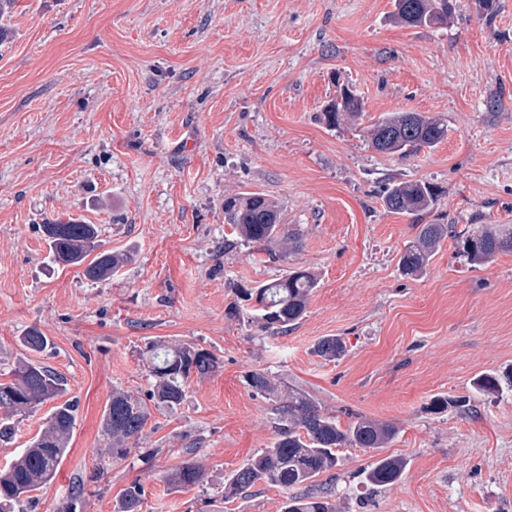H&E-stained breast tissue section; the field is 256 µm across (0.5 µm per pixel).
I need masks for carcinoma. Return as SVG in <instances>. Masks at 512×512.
<instances>
[{"label":"carcinoma","mask_w":512,"mask_h":512,"mask_svg":"<svg viewBox=\"0 0 512 512\" xmlns=\"http://www.w3.org/2000/svg\"><path fill=\"white\" fill-rule=\"evenodd\" d=\"M455 7L450 0H394L392 20L398 25L446 27L453 19ZM365 114L360 96L349 86L328 102L323 120L330 128L342 122L360 119ZM446 133L442 121L426 112H389L369 126L372 147L380 152L402 156L440 143ZM437 187L420 181L394 182L385 187L382 200L395 214L420 218L438 205ZM224 223L232 238L224 246L238 243L266 245L276 240L285 248L297 247V236L281 224L278 206L265 195L243 192L224 198ZM53 262L66 265L86 264L84 276L91 281L109 278L112 272L132 260L129 253L100 250L99 230L77 218L66 222L40 225ZM448 237L457 240L459 253L469 264L487 263L499 252H512L511 224H483L458 231L454 224H422L415 241L399 257V269L405 276L419 277L426 272L441 243ZM90 262H85L89 255ZM317 279L306 269H294L282 277L250 288H239L236 300L227 309L231 318L245 315L263 330L286 334L307 313L310 296ZM29 352L46 350L50 341L40 330L32 328L20 337ZM346 346L338 336H325L314 345V353L334 361L345 354ZM143 365L152 379L150 394L157 407L173 409L186 396V384L192 375L204 376L219 368L211 352L188 343L165 345L152 341L141 354ZM249 387L273 398L275 435L269 446L251 457L224 481V499L245 496L260 482L302 492L282 502L280 512H336L330 491L316 488L320 474L336 466L340 448H372L379 451L392 442L398 429L367 418L341 427L336 417L326 413L310 395L285 387L263 371L245 376ZM475 388L488 395L503 391L501 380L490 373L479 376ZM66 393L65 378L50 367L23 357L13 370V380L0 383V442L9 443L16 434L15 416H24L40 405ZM76 405L67 400L51 409L42 428L0 472V512L15 508L31 499V493L49 485L67 454L76 426ZM151 414L146 404L132 394L115 390L103 416L102 429L107 448L101 455L126 460ZM407 461L384 456L363 470L364 482L372 487H386L400 481ZM165 481L173 489L203 486L207 483L204 467L190 459L168 471ZM87 495L85 482L76 484L60 512H77ZM144 489L135 480L113 504V512H138Z\"/></svg>","instance_id":"1"}]
</instances>
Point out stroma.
Segmentation results:
<instances>
[{
    "label": "stroma",
    "instance_id": "stroma-1",
    "mask_svg": "<svg viewBox=\"0 0 512 512\" xmlns=\"http://www.w3.org/2000/svg\"><path fill=\"white\" fill-rule=\"evenodd\" d=\"M454 3L448 27L430 28L395 24L392 0H15L0 18V382L35 327L50 341L36 361L78 404L70 450L24 512H58L92 472L113 390L148 401L151 340L196 345L220 367L190 378L177 410L152 409L149 456L108 462L82 512H113L136 479L141 512H279L281 487L222 497L274 436L272 399L244 381L254 370L340 425L397 427L398 484L364 483L366 448L339 449L316 478L339 512H512V390L474 389L480 374H512V253L473 266L449 238L425 275L403 276L417 229L382 201L386 183H433L443 195L424 223L512 225V0L490 18ZM345 85L366 114L328 128L320 114ZM406 111L440 117L444 140L410 156L372 149L365 126ZM242 192L277 204L297 250L225 249L224 199ZM70 217L132 261L100 282L52 263L39 226ZM292 267L318 277L295 330L228 317L235 288ZM323 336L342 337L345 355L318 357ZM439 394L471 408L430 412ZM189 457L206 487L170 489L166 472Z\"/></svg>",
    "mask_w": 512,
    "mask_h": 512
}]
</instances>
